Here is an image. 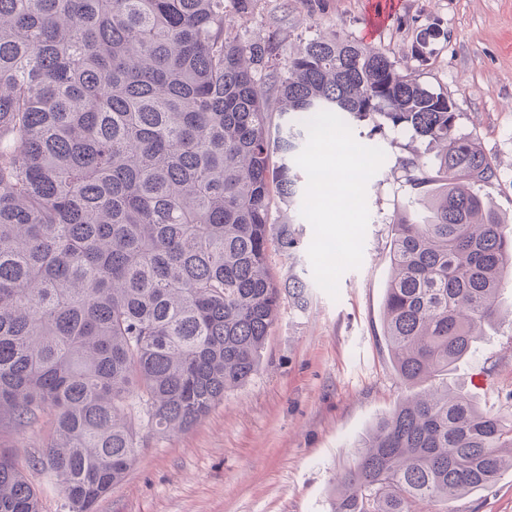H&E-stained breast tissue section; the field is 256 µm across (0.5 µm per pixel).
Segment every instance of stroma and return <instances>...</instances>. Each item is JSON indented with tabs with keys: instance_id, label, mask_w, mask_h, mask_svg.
Masks as SVG:
<instances>
[{
	"instance_id": "1",
	"label": "stroma",
	"mask_w": 512,
	"mask_h": 512,
	"mask_svg": "<svg viewBox=\"0 0 512 512\" xmlns=\"http://www.w3.org/2000/svg\"><path fill=\"white\" fill-rule=\"evenodd\" d=\"M385 25L367 35L372 0H323L309 14L304 0H258L254 11L224 10L232 34L263 40L277 33L286 54L310 38L341 39L385 53L398 70L447 93L461 133L478 139L495 170L484 192L512 226V0H398ZM441 35L423 57L410 47L426 26ZM354 138L386 154L368 181L369 222L363 262L339 281L331 299L315 283L308 258L313 230L299 206L275 203L269 264L280 281L299 277L307 304L282 299L261 365L242 387L188 432L145 433L126 478L96 512H332L337 475L357 458L356 444L412 390L394 371L381 313L390 279L392 221L407 205L400 157L435 152L410 132L385 128L373 137L352 124ZM292 231L294 249L280 243ZM485 412L512 417V328H485L474 351L448 373ZM456 512H512V470L459 498Z\"/></svg>"
}]
</instances>
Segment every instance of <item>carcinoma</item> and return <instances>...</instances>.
<instances>
[{
  "mask_svg": "<svg viewBox=\"0 0 512 512\" xmlns=\"http://www.w3.org/2000/svg\"><path fill=\"white\" fill-rule=\"evenodd\" d=\"M227 33L224 0H0V512H41L29 469L68 512L126 477L140 433L184 432L256 372L283 287L268 264L275 200L304 195L296 156L322 110L439 147L399 160L383 336L408 386L448 372L512 272L495 176L453 102L382 52ZM305 284L288 279L302 307ZM333 512L449 507L512 469V419L447 383L367 431ZM50 426L48 423H41L33 430H29L23 437L2 436L0 439V448L17 447L21 452L30 451L34 448H42L45 446Z\"/></svg>",
  "mask_w": 512,
  "mask_h": 512,
  "instance_id": "obj_1",
  "label": "carcinoma"
}]
</instances>
